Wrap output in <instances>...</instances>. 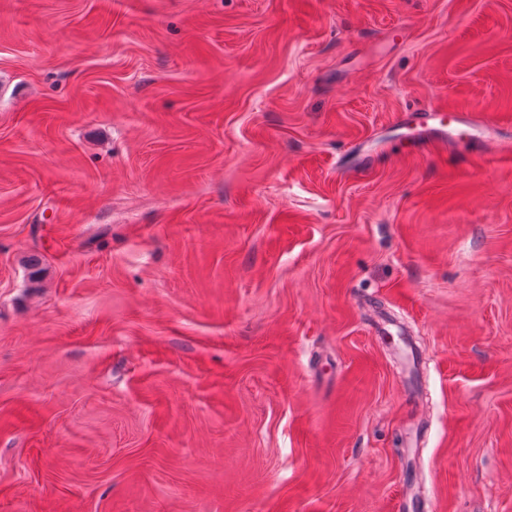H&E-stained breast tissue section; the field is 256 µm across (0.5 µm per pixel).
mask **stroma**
I'll list each match as a JSON object with an SVG mask.
<instances>
[{
	"label": "stroma",
	"instance_id": "stroma-1",
	"mask_svg": "<svg viewBox=\"0 0 512 512\" xmlns=\"http://www.w3.org/2000/svg\"><path fill=\"white\" fill-rule=\"evenodd\" d=\"M409 488L512 512V0H0V512ZM412 119L420 127L433 131L430 140L437 142L434 148H446L448 146V125H446L440 114L434 108H422L412 112ZM437 123V126L434 125Z\"/></svg>",
	"mask_w": 512,
	"mask_h": 512
}]
</instances>
